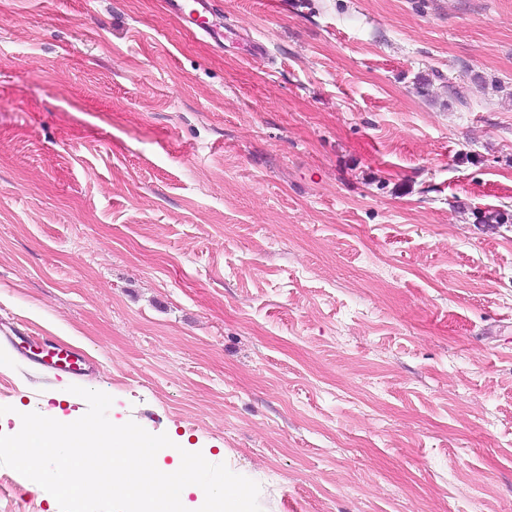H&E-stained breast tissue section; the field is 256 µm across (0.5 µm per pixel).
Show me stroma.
<instances>
[{"mask_svg": "<svg viewBox=\"0 0 512 512\" xmlns=\"http://www.w3.org/2000/svg\"><path fill=\"white\" fill-rule=\"evenodd\" d=\"M0 0V423L186 434L262 512H512V0ZM0 466V512H60ZM169 8L173 14L182 22L195 26L198 31H202L211 36L210 27L206 21L203 11L196 8H188L187 5L180 3L182 0H168ZM45 346L47 348L36 346L38 351L30 347L31 356L39 363L62 373L77 374L83 370L85 362L73 348L68 347V350H64L48 344Z\"/></svg>", "mask_w": 512, "mask_h": 512, "instance_id": "1", "label": "stroma"}]
</instances>
